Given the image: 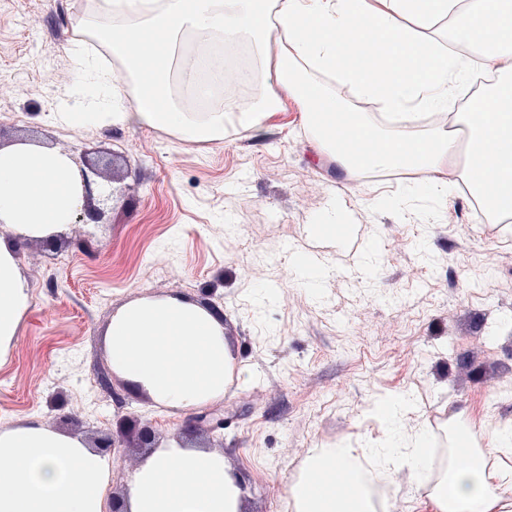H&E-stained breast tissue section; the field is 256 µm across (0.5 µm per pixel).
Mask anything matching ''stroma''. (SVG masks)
<instances>
[{"instance_id": "stroma-1", "label": "stroma", "mask_w": 512, "mask_h": 512, "mask_svg": "<svg viewBox=\"0 0 512 512\" xmlns=\"http://www.w3.org/2000/svg\"><path fill=\"white\" fill-rule=\"evenodd\" d=\"M94 0H0V141L46 142L115 162L117 204L91 237L70 225L49 248L19 249L33 301L0 358V429L40 424L82 436L138 416L155 443L222 453L241 512H292L288 483L317 449L382 448L392 431L428 433L429 480L455 462V434L490 447L512 430V223L479 222L471 195L397 203L408 174H347L321 155L304 106L282 94L261 129L196 142L151 126L69 124L89 105L71 49L99 23L122 24ZM249 83L231 75L249 109L274 78L277 43L244 35ZM349 225L351 239L310 235ZM315 254L309 288L294 266ZM214 305L233 356L223 429L187 431L186 412L157 405L112 370L104 342L115 310L143 297ZM407 396L396 428L378 401ZM395 512H437L405 467Z\"/></svg>"}]
</instances>
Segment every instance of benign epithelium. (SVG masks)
I'll return each mask as SVG.
<instances>
[{
	"mask_svg": "<svg viewBox=\"0 0 512 512\" xmlns=\"http://www.w3.org/2000/svg\"><path fill=\"white\" fill-rule=\"evenodd\" d=\"M69 158L78 165L79 181L77 191L81 194L82 205L72 214V224H101L106 213L114 207V190L111 183L117 180L115 172H108L90 162L86 157ZM127 433L137 437L140 447L151 448L155 441V432L149 425H143L137 419L128 421Z\"/></svg>",
	"mask_w": 512,
	"mask_h": 512,
	"instance_id": "7a95c632",
	"label": "benign epithelium"
}]
</instances>
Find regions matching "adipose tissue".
Segmentation results:
<instances>
[{"label":"adipose tissue","mask_w":512,"mask_h":512,"mask_svg":"<svg viewBox=\"0 0 512 512\" xmlns=\"http://www.w3.org/2000/svg\"><path fill=\"white\" fill-rule=\"evenodd\" d=\"M115 0L116 12L131 16L124 27L96 26L92 37L123 61L134 80L127 91L113 90L112 109L103 120L124 126L160 127L196 141L223 138L227 125L261 128L274 111L281 91L298 94L307 105L308 129L322 153L355 173L359 167L411 171L418 194L445 200L453 187L441 174L457 152L443 134L419 138L389 137L366 120L346 112L322 83L305 80L302 66L331 73L384 110L413 114L447 110L454 89L465 83L470 66L456 51L479 33L488 66L512 67V0ZM451 20L453 38L436 27ZM221 33L226 54L236 38L248 33L256 43L281 45L276 81L266 86L247 111L225 104L202 118L181 111L171 97L172 63L178 61L179 37ZM376 40L372 67L353 61L349 48ZM151 49L145 67L136 50ZM134 96L136 111H126L124 95ZM459 121L466 130L471 160L464 181L485 195L491 210L512 213V81L499 82L491 97L473 100ZM357 140L341 144L344 128ZM384 143L374 151L372 143ZM71 162L45 145L0 149V222L14 237L0 238V355L15 340L30 306L27 281L17 271L16 251L23 238L47 239L62 233L81 201L70 186ZM106 347L113 371L139 386L158 404L194 411L224 393L231 354L220 317L179 297L145 298L127 303L112 316ZM475 452L466 466L451 468L431 490L439 512H495L487 459ZM379 473L407 466L423 476L434 461L428 439L416 436L395 448L374 451ZM358 453L328 448L311 455L289 497L295 512H375L370 488L356 477L351 501H336L317 487L321 462L354 470ZM111 462L78 436L42 426L0 430V512H104ZM126 512H239L240 489L221 453L174 443L155 448L131 474Z\"/></svg>","instance_id":"obj_1"}]
</instances>
